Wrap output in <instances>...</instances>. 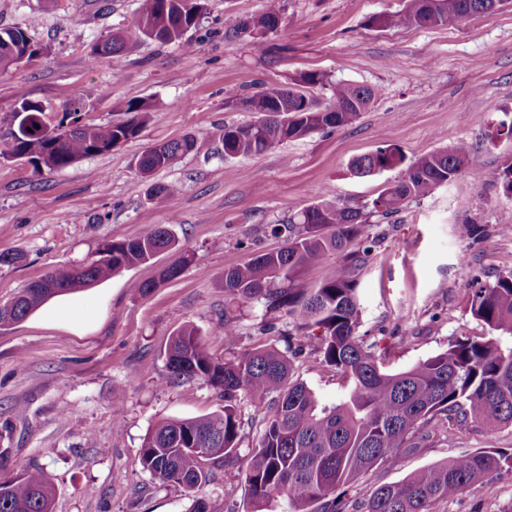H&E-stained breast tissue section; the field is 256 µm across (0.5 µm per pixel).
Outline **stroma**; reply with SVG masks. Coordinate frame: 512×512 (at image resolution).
<instances>
[{
  "label": "stroma",
  "mask_w": 512,
  "mask_h": 512,
  "mask_svg": "<svg viewBox=\"0 0 512 512\" xmlns=\"http://www.w3.org/2000/svg\"><path fill=\"white\" fill-rule=\"evenodd\" d=\"M268 0H206L181 42L139 39L117 59H91V44L130 30L138 0H0V28L27 30L43 54L0 74V141L15 129L19 97L42 102L59 119L77 106L99 125L127 120L128 101L146 103L150 119L138 136L112 151L55 170L0 158V252L25 258L0 266V303L61 266L96 259L110 240L151 225L168 228L175 249L72 293L84 320L41 305L0 328V477L42 470L55 487L53 512H187L192 495L144 471L143 439L165 418L222 412L223 396L202 381L171 382L164 350L177 330L194 327L213 357L261 345L288 353L293 377L321 403H335L346 384L320 353L290 342L294 322L283 311L252 302L227 344L224 268L284 247L269 233L297 210L321 201L354 207L371 202L401 175L394 168L360 177L352 163L380 147L404 160L458 144L468 162L447 184L410 201L397 215L375 219L378 240L359 275L358 336L374 345L385 370L398 372L447 349L455 339L485 336L469 310L459 272L467 260L491 281L512 272V195L499 172L512 163V139L498 135L512 121V0L495 11L436 27L374 25L399 14L404 0H283L284 20L270 33L242 29ZM264 43L257 51L256 43ZM324 72L311 88L328 102L336 83L372 88L376 98L351 124L275 145L262 154L228 157L219 134L254 115L228 106L264 84H292ZM188 134L204 147L142 180L136 162L148 147ZM173 184L175 208L146 199L149 184ZM480 225L483 236L467 235ZM187 252L192 261L161 283L160 271ZM157 281L149 293L141 283ZM268 333H261V326ZM121 412H114V402ZM238 458L215 466L199 493L224 512H245V473L264 431L261 414L240 398ZM482 448H512V426L476 424L436 434L422 448L378 463L344 494L366 501L380 485ZM437 512H512V473L470 486Z\"/></svg>",
  "instance_id": "stroma-1"
}]
</instances>
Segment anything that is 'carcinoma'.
<instances>
[{
  "label": "carcinoma",
  "mask_w": 512,
  "mask_h": 512,
  "mask_svg": "<svg viewBox=\"0 0 512 512\" xmlns=\"http://www.w3.org/2000/svg\"><path fill=\"white\" fill-rule=\"evenodd\" d=\"M196 0H140L135 36L162 43L180 41L194 24ZM431 0H407L400 15L374 19L379 26L408 24L435 27L448 23V14L430 6ZM281 0H268L266 12L251 22L271 31L281 15ZM31 43L18 27L0 29V73ZM135 47L132 37L115 32L103 46H93V58H119ZM375 97L373 89L338 84L332 98L320 105L301 89L269 86L228 104L242 103L262 122L226 125L224 155H259L275 144L301 139L318 130L350 124ZM129 120L101 126L82 121L62 132L58 141L47 136L43 113L28 112V126L0 143V156L27 158L49 170L110 151L136 137L149 120V106L127 103ZM204 139L189 135L144 151L137 160L139 175H152L178 157L199 150ZM469 149L451 150L413 159L401 178L362 207L313 203L296 212L271 232L285 236L286 246L259 253L249 261L224 268L229 303L265 300L295 318L294 335L310 342L346 381L343 397L332 405L319 404L305 383L292 378L288 356L271 347L239 351L226 359L209 355L201 337L184 327L165 349L170 379L179 383L202 380L224 395L221 413L194 419H164L146 434L141 449L145 471L163 482L194 491L209 482L208 465L236 460L240 421L236 402L243 395L264 414L265 430L252 449L245 482L247 512H346L348 504L336 491L353 483L380 461L401 449L419 448L437 430L478 423L489 430L512 425V273L487 282L466 275L472 285L470 312L488 326L490 335L457 338L448 349L411 367L389 372L380 366L372 346L357 336L360 307L357 272L370 259L376 239L372 218H388L412 199L455 178L464 168ZM403 163L388 147L357 158L353 171L370 176ZM179 195L173 185L155 184L147 199L172 207ZM175 240L167 228L153 226L133 237L111 241L97 259L81 268L63 267L47 275L55 290L29 283L0 313V327L23 320L49 298L87 288L124 268L144 263L171 249ZM338 256L333 261L331 257ZM189 261L183 255L159 273V281L138 285L147 294L158 282L175 279ZM324 267L316 287H295L301 271ZM505 469L512 470V448H483L449 459L379 486L360 507L363 512H435V506L465 488ZM55 489L39 469L17 479H0V512H52Z\"/></svg>",
  "instance_id": "carcinoma-1"
}]
</instances>
